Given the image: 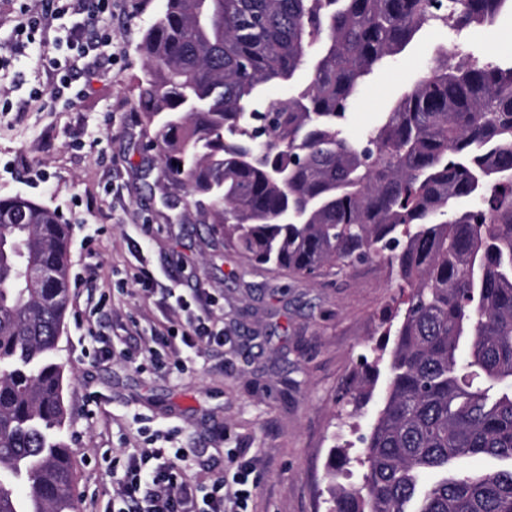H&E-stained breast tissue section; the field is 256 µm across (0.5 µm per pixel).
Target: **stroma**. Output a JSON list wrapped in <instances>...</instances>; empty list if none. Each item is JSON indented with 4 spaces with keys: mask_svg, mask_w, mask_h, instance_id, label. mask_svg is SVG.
<instances>
[{
    "mask_svg": "<svg viewBox=\"0 0 512 512\" xmlns=\"http://www.w3.org/2000/svg\"><path fill=\"white\" fill-rule=\"evenodd\" d=\"M163 0H114L103 25L112 37V65L80 62L75 107L43 97L50 85L27 54L0 70V198L21 195L56 209L71 226L73 278L59 339L71 411L69 446L79 512H103L112 491V457L126 445L145 447L137 427H180L178 445L193 448L186 465L202 479L224 469L225 454L247 449L260 484L251 512H325L330 481L358 482V464L329 475V451L348 443L356 456L383 405L382 389L357 417L336 416L335 398L362 357L382 343L380 314L394 294L379 259L308 280L248 262L227 251L199 221L189 197L170 186L139 121L135 81L144 70L141 38ZM482 59L512 58V15L457 34L426 28L416 46L379 69L345 122L355 137L374 124L423 73L438 46ZM141 243L135 252L130 240ZM162 284L207 289L216 299L227 343L176 376L139 366L119 340L130 321L149 328L170 313L144 300L130 274L139 262ZM112 355L101 358L102 339ZM141 423H133V416Z\"/></svg>",
    "mask_w": 512,
    "mask_h": 512,
    "instance_id": "stroma-1",
    "label": "stroma"
}]
</instances>
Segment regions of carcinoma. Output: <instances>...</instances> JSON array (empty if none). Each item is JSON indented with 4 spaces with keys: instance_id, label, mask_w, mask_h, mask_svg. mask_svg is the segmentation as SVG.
Returning a JSON list of instances; mask_svg holds the SVG:
<instances>
[{
    "instance_id": "1",
    "label": "carcinoma",
    "mask_w": 512,
    "mask_h": 512,
    "mask_svg": "<svg viewBox=\"0 0 512 512\" xmlns=\"http://www.w3.org/2000/svg\"><path fill=\"white\" fill-rule=\"evenodd\" d=\"M505 12L512 0H164L143 33L140 122L224 249L306 278L391 269L392 347L337 398L355 415L384 363L385 403L360 437L361 482L329 472L327 512H512V467L421 484L462 457L512 461V60L440 46L344 136L355 95L423 29ZM69 269V225L0 199V512H77L57 357Z\"/></svg>"
}]
</instances>
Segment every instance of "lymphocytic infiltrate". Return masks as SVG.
Returning a JSON list of instances; mask_svg holds the SVG:
<instances>
[{
  "label": "lymphocytic infiltrate",
  "mask_w": 512,
  "mask_h": 512,
  "mask_svg": "<svg viewBox=\"0 0 512 512\" xmlns=\"http://www.w3.org/2000/svg\"><path fill=\"white\" fill-rule=\"evenodd\" d=\"M111 12L112 0H37L33 7L21 5L11 48L35 44L50 21H58L54 43L66 47L68 54L61 59L46 52L42 61L56 75L52 98L63 96L68 105H77L82 93L72 89L70 74L78 62L91 55L106 64L112 61L106 52L111 40L99 26ZM65 16L71 17L70 25H62ZM162 297L171 311L180 314V322L152 325L149 341L131 346L130 355L143 357L158 371L182 372L208 348L223 346L224 335L214 330L209 316L207 292L199 289L184 295L166 288ZM177 435L174 427L156 430L155 447L134 449L123 461L113 462L106 512H247L259 484L251 460L239 451L228 453L229 475L199 481L184 466L191 451L175 446Z\"/></svg>",
  "instance_id": "obj_1"
}]
</instances>
